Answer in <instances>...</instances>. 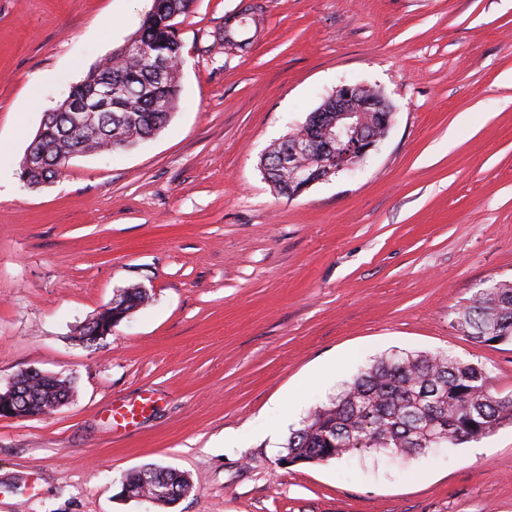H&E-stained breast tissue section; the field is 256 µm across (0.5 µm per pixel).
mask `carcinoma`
<instances>
[{
  "mask_svg": "<svg viewBox=\"0 0 512 512\" xmlns=\"http://www.w3.org/2000/svg\"><path fill=\"white\" fill-rule=\"evenodd\" d=\"M185 13L186 0H153L132 35L135 51L118 64L110 59L100 63L101 73L112 76V111L101 113L97 126L87 132L74 130L68 113H56L36 144L50 163L27 172L29 182L38 184L62 175L67 157L73 154L141 142L165 128L179 99L175 64L182 57L171 17ZM149 298L147 291L136 286L122 289L118 303L88 327L87 335L100 326L105 330L117 326ZM451 314L453 325L476 344L512 343V282L490 283ZM64 396L62 388L37 381L31 386L29 410L46 414ZM439 417L447 423L441 444L478 441L512 424V398L507 400L495 391L490 372L479 364L423 351L382 356L328 403L315 408L301 428L290 432L279 462L320 464L374 451L424 455L428 445L416 444L414 439ZM125 480L136 492L163 484L175 497L187 486L184 475L165 467L143 468Z\"/></svg>",
  "mask_w": 512,
  "mask_h": 512,
  "instance_id": "1",
  "label": "carcinoma"
}]
</instances>
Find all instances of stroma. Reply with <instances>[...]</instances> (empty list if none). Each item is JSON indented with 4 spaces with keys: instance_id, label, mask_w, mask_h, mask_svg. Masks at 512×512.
Listing matches in <instances>:
<instances>
[{
    "instance_id": "35a3bbf8",
    "label": "stroma",
    "mask_w": 512,
    "mask_h": 512,
    "mask_svg": "<svg viewBox=\"0 0 512 512\" xmlns=\"http://www.w3.org/2000/svg\"><path fill=\"white\" fill-rule=\"evenodd\" d=\"M248 5L252 45L228 51L224 18ZM150 7L0 0V387L75 379L58 411L0 418V512H158L120 494L147 464L191 481L166 512H512V425L409 458L278 464L385 354L479 363L512 394V344L449 317L512 281V0H192L167 126L25 187L44 113ZM346 83L394 106L387 136L355 171L279 194L261 157ZM131 286L151 301L78 345Z\"/></svg>"
}]
</instances>
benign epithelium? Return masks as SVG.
Segmentation results:
<instances>
[{"instance_id": "1", "label": "benign epithelium", "mask_w": 512, "mask_h": 512, "mask_svg": "<svg viewBox=\"0 0 512 512\" xmlns=\"http://www.w3.org/2000/svg\"><path fill=\"white\" fill-rule=\"evenodd\" d=\"M85 81L70 87L68 95L58 111L70 113L73 127L81 130L95 125L99 113L110 107L112 102V79L97 80L91 92H84ZM364 86L343 84L332 93L336 104V125L320 129L317 141L322 143L321 158L324 166L310 171L300 162L314 147L308 137L283 138L291 141L292 147L279 155V173L288 181L287 195L297 196L310 186L326 182L338 173L350 170L373 150L383 139L392 124L393 110L384 107L377 98L362 95ZM36 371H22L0 392V417L23 418L24 388Z\"/></svg>"}]
</instances>
